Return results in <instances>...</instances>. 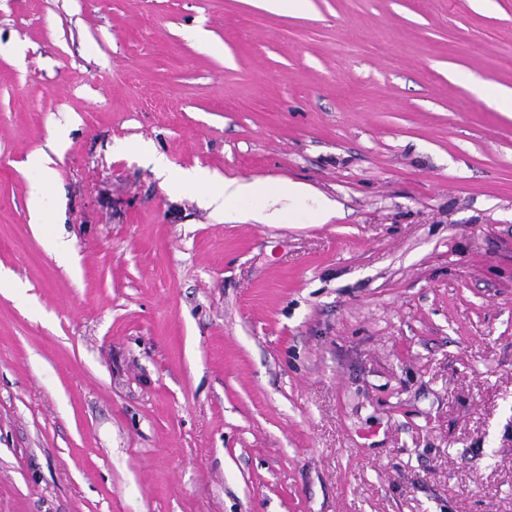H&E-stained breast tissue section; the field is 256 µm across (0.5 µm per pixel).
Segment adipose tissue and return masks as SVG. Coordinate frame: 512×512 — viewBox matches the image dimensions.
I'll return each mask as SVG.
<instances>
[{"instance_id": "adipose-tissue-1", "label": "adipose tissue", "mask_w": 512, "mask_h": 512, "mask_svg": "<svg viewBox=\"0 0 512 512\" xmlns=\"http://www.w3.org/2000/svg\"><path fill=\"white\" fill-rule=\"evenodd\" d=\"M37 174V187L30 199L34 223H46L54 216V202L46 191L56 174L54 160L40 150L31 157ZM172 191L191 186L198 190L204 207L225 218H238L258 224H282L301 218L309 224H323L336 212V204L309 185L271 177L227 178L197 169L181 171L169 179Z\"/></svg>"}]
</instances>
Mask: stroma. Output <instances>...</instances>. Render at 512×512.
Returning <instances> with one entry per match:
<instances>
[{
  "label": "stroma",
  "mask_w": 512,
  "mask_h": 512,
  "mask_svg": "<svg viewBox=\"0 0 512 512\" xmlns=\"http://www.w3.org/2000/svg\"><path fill=\"white\" fill-rule=\"evenodd\" d=\"M469 77L512 89V0H0V512H512V117ZM137 139L338 211L224 221ZM55 160L44 150L37 151L31 156V168L37 174V187L30 199V211L33 224H44L48 218L55 215L54 202L45 191L56 174Z\"/></svg>",
  "instance_id": "obj_1"
}]
</instances>
